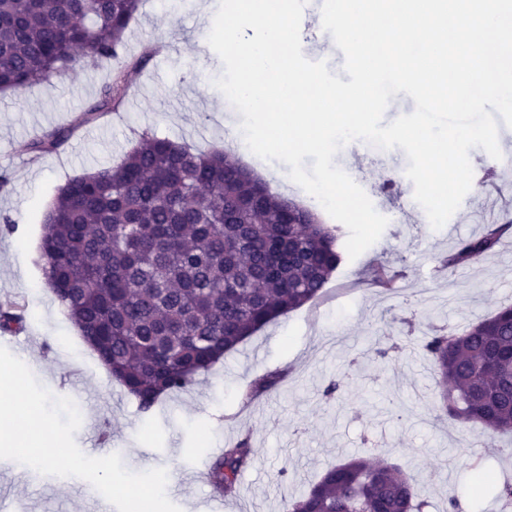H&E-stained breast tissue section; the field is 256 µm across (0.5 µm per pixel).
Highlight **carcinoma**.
Wrapping results in <instances>:
<instances>
[{"mask_svg":"<svg viewBox=\"0 0 512 512\" xmlns=\"http://www.w3.org/2000/svg\"><path fill=\"white\" fill-rule=\"evenodd\" d=\"M142 0H0V91L21 92L81 60L120 57ZM131 91L120 68L67 127L28 144L38 158L72 132L116 112ZM39 261L46 285L100 363L143 413L183 391L224 355L319 297L344 259V231L273 193L222 150L202 152L145 134L116 167L69 179L43 214ZM512 231L492 224L456 243L443 266L477 262ZM23 317L0 303V333ZM441 410L457 424L512 432V306L425 344ZM255 380L245 399L278 386ZM254 460L247 437L210 466L214 490L238 491ZM413 479L354 456L329 468L282 512H414Z\"/></svg>","mask_w":512,"mask_h":512,"instance_id":"obj_1","label":"carcinoma"}]
</instances>
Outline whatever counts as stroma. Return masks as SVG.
<instances>
[{"label": "stroma", "instance_id": "stroma-1", "mask_svg": "<svg viewBox=\"0 0 512 512\" xmlns=\"http://www.w3.org/2000/svg\"><path fill=\"white\" fill-rule=\"evenodd\" d=\"M209 18L166 0H144L126 33L123 60L144 59L130 72L133 92L119 121L80 128L59 152L31 159L29 141L68 125L92 103L111 66L76 63L24 92L0 93V214L16 229L0 232V303L27 310L20 342L9 351L54 395L72 398L82 417L75 441L97 456L109 435L112 450L133 472L165 468L168 498L181 512H212L210 486L190 475L216 449L251 435L254 465L239 478L223 512H281L284 498L316 482L330 466L360 453L400 466L416 483L423 512H448L457 499L463 512H512L494 488L473 492L482 470L497 482L512 481V439L491 438L477 424L439 419L438 388L425 344L434 329H463L512 304V235L481 261L445 269L458 240L484 225L471 210L512 220V174L480 148L469 158L473 181L450 222L454 235L408 219L414 186L404 180L386 190L395 167H407L401 148L367 153L360 142L342 147L335 165L346 172L389 220L379 240L333 273L319 299L279 319L225 355L187 390L161 399L150 414L106 371L83 342L38 266L42 212L58 188L86 171L120 163L143 133L166 136L199 150L220 149L241 115L214 81L223 64L207 42ZM166 48L144 58L145 46ZM247 168H264L270 189L306 207L313 196L287 175L288 165L263 160L237 147ZM396 277V289L373 286L377 268ZM281 372L270 394L243 406V391L262 375ZM338 391H331V384ZM0 498L21 500L25 512H117L85 480L44 476L12 460H0Z\"/></svg>", "mask_w": 512, "mask_h": 512}]
</instances>
